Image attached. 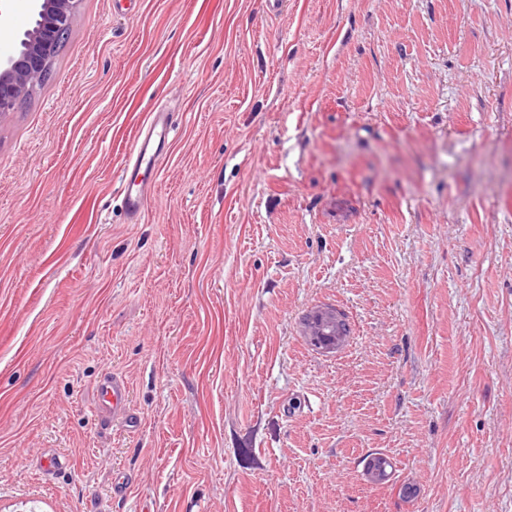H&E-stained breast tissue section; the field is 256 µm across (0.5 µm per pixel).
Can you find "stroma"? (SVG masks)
<instances>
[{
    "instance_id": "1",
    "label": "stroma",
    "mask_w": 512,
    "mask_h": 512,
    "mask_svg": "<svg viewBox=\"0 0 512 512\" xmlns=\"http://www.w3.org/2000/svg\"><path fill=\"white\" fill-rule=\"evenodd\" d=\"M0 512H512V0H78L0 114ZM174 113L167 106L150 113L121 169V206L127 223L138 224L144 217L161 157L170 149ZM130 388L125 379L117 374L106 376L97 390L98 411L108 417H125L129 427H134L132 418L128 419L127 406Z\"/></svg>"
}]
</instances>
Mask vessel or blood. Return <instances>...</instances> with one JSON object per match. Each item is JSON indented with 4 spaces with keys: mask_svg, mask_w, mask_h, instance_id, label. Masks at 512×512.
Segmentation results:
<instances>
[{
    "mask_svg": "<svg viewBox=\"0 0 512 512\" xmlns=\"http://www.w3.org/2000/svg\"><path fill=\"white\" fill-rule=\"evenodd\" d=\"M174 112L162 107L151 112L136 134L132 152L121 169V206L127 223H140L155 184L161 158L170 149ZM130 388L118 375L105 377L97 390L98 410L112 418L126 416Z\"/></svg>",
    "mask_w": 512,
    "mask_h": 512,
    "instance_id": "b4317fda",
    "label": "vessel or blood"
}]
</instances>
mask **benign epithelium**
I'll use <instances>...</instances> for the list:
<instances>
[{"mask_svg": "<svg viewBox=\"0 0 512 512\" xmlns=\"http://www.w3.org/2000/svg\"><path fill=\"white\" fill-rule=\"evenodd\" d=\"M74 0H33L37 13L33 28L24 32L19 47L0 56V112L10 111L23 90L47 68L44 48L71 22ZM307 338L319 350L333 351L343 345L340 336H318L307 329Z\"/></svg>", "mask_w": 512, "mask_h": 512, "instance_id": "benign-epithelium-1", "label": "benign epithelium"}]
</instances>
